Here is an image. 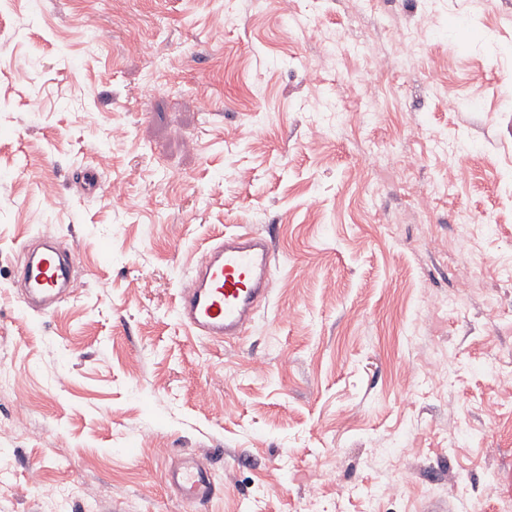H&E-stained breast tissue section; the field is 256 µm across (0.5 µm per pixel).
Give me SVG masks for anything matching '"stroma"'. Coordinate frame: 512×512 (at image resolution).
Here are the masks:
<instances>
[{
	"label": "stroma",
	"mask_w": 512,
	"mask_h": 512,
	"mask_svg": "<svg viewBox=\"0 0 512 512\" xmlns=\"http://www.w3.org/2000/svg\"><path fill=\"white\" fill-rule=\"evenodd\" d=\"M224 2L0 0V512H49L34 468L65 512H503L512 0ZM416 23L420 55L389 38ZM242 228L273 242L269 300L238 341L193 336L178 292ZM45 234L79 282L40 315L14 279ZM189 454L210 502L165 480Z\"/></svg>",
	"instance_id": "stroma-1"
}]
</instances>
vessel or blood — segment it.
Masks as SVG:
<instances>
[{
    "mask_svg": "<svg viewBox=\"0 0 512 512\" xmlns=\"http://www.w3.org/2000/svg\"><path fill=\"white\" fill-rule=\"evenodd\" d=\"M272 244L249 230L222 234L201 254L191 282L181 288L175 308L195 336L231 342L241 337L269 293L274 270ZM25 308L50 310L63 292L76 288L74 265L53 247L32 246L17 269ZM165 479L190 503L212 499L217 487L208 464L194 455L169 465Z\"/></svg>",
    "mask_w": 512,
    "mask_h": 512,
    "instance_id": "b4317fda",
    "label": "vessel or blood"
}]
</instances>
